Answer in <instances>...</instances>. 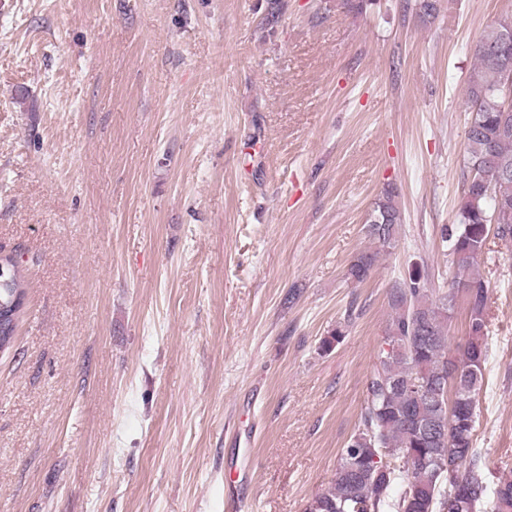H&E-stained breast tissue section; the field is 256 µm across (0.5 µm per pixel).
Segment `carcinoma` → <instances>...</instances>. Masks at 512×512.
Masks as SVG:
<instances>
[{
  "label": "carcinoma",
  "mask_w": 512,
  "mask_h": 512,
  "mask_svg": "<svg viewBox=\"0 0 512 512\" xmlns=\"http://www.w3.org/2000/svg\"><path fill=\"white\" fill-rule=\"evenodd\" d=\"M503 20L475 48L468 81L471 112L464 131L469 176L457 223L443 229L451 259L448 290L428 287L416 265L388 290L390 319L366 387L360 422L341 449L328 485L307 501L304 512H512V480L489 484L473 446L476 392L487 359L489 286L478 271L492 217L497 234L512 238V105L500 92L512 54L490 52ZM403 224L395 193L387 190L369 214L367 235L381 250L396 247ZM378 252L365 250L349 275L362 282ZM0 345L13 343L26 299L19 261L0 257ZM467 308L466 342L449 354L448 319L457 299ZM345 336L338 324L320 350H333Z\"/></svg>",
  "instance_id": "carcinoma-1"
}]
</instances>
